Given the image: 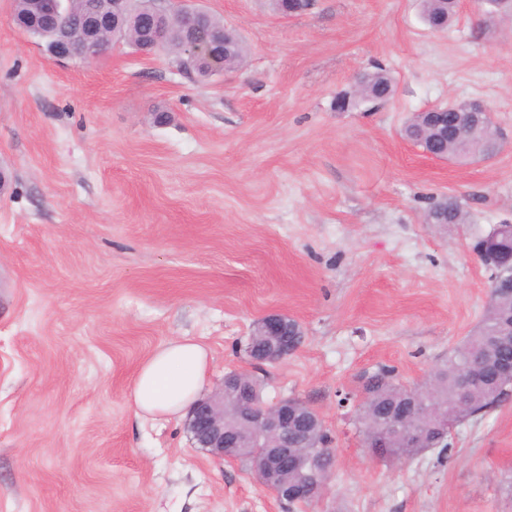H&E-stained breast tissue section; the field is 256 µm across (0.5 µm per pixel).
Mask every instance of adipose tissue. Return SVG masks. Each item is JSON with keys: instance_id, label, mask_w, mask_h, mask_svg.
<instances>
[{"instance_id": "ef3b65f1", "label": "adipose tissue", "mask_w": 512, "mask_h": 512, "mask_svg": "<svg viewBox=\"0 0 512 512\" xmlns=\"http://www.w3.org/2000/svg\"><path fill=\"white\" fill-rule=\"evenodd\" d=\"M206 348L191 339L171 340L140 365L128 392L136 415L174 417L199 397L208 369Z\"/></svg>"}]
</instances>
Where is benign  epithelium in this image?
Wrapping results in <instances>:
<instances>
[{
    "label": "benign epithelium",
    "instance_id": "obj_1",
    "mask_svg": "<svg viewBox=\"0 0 512 512\" xmlns=\"http://www.w3.org/2000/svg\"><path fill=\"white\" fill-rule=\"evenodd\" d=\"M50 6V16L57 31L56 40L48 50L53 61L73 58L72 43L80 36L83 57L95 58L104 45L123 37L119 29L123 14L128 12L130 0H112V21L96 15H82L75 21L63 20V0H43ZM208 17V13L192 8L170 10L166 0H151L148 8L139 13L149 38L137 45L138 52L153 53L154 44L162 35L167 22H173L183 29H194ZM462 111L470 114L471 124L483 123L490 108L481 101L463 102ZM512 241V223L494 226L488 236L474 240L472 251L487 267L497 258L500 242ZM260 341L248 339L246 353L253 364L267 361H281L300 347L304 333L298 322L281 313H269L260 318L253 330ZM417 405L399 413L393 429L377 444L378 448H391L393 441L402 437L410 440L424 436L417 420L433 416L434 429L448 433V417L440 416L433 406L421 397ZM299 411L291 399L284 398L268 406L242 382H228L218 385L213 391L198 398L191 407L187 427L197 445L217 460H233L235 453L244 445L250 448L261 447L256 456L258 483L271 492L279 501H301L309 498L313 487L309 481L301 479L294 483H284L281 474L288 470V461L309 452L300 448L301 426L296 423Z\"/></svg>",
    "mask_w": 512,
    "mask_h": 512
}]
</instances>
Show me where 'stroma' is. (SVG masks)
Here are the masks:
<instances>
[{"label": "stroma", "mask_w": 512, "mask_h": 512, "mask_svg": "<svg viewBox=\"0 0 512 512\" xmlns=\"http://www.w3.org/2000/svg\"><path fill=\"white\" fill-rule=\"evenodd\" d=\"M246 55L198 80L117 42L57 64L0 0V512H286L243 464L197 448L183 418L143 419L127 393L180 338L214 389L252 369L253 324L304 333L255 370L329 429L336 476L306 512H512V397L451 448L381 460L355 424L365 374L427 372L475 327L489 272L474 238L512 221V16L459 0L442 32L420 0H198ZM382 67L392 100L340 112ZM493 111L503 147L460 165L402 129L451 101ZM465 224H428L442 197Z\"/></svg>", "instance_id": "obj_1"}]
</instances>
